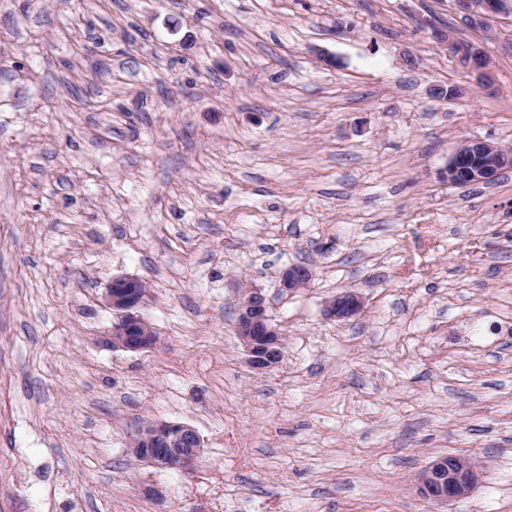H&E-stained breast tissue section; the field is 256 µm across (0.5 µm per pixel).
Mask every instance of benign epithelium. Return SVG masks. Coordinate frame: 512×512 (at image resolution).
<instances>
[{"mask_svg":"<svg viewBox=\"0 0 512 512\" xmlns=\"http://www.w3.org/2000/svg\"><path fill=\"white\" fill-rule=\"evenodd\" d=\"M467 19L481 25L489 17L512 15V0H461ZM419 27L428 32L437 48L446 52L470 73L477 84L488 86L494 79V60L483 48L463 43L439 26L431 16L419 19ZM512 166V150L480 140L462 142L448 158L443 173L448 184L459 188L486 184ZM312 272L307 267L290 266L282 275V287L294 292L308 287ZM148 296V286L135 277L112 281L106 302L119 315L104 338L107 346L140 352L156 346L158 336L139 309ZM364 300L354 291H345L328 301L325 313L338 321L363 312ZM237 334L242 340L248 366L256 373L277 367L283 356V334L271 321L266 297L257 289H244L239 305ZM203 451L198 431L185 423L154 421L140 429L132 445L133 454L154 467L168 470L193 469ZM483 477V466L460 455H438L418 477V493L426 500L449 503L471 492Z\"/></svg>","mask_w":512,"mask_h":512,"instance_id":"obj_1","label":"benign epithelium"}]
</instances>
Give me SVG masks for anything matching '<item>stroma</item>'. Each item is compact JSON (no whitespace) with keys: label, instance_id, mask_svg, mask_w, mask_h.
Listing matches in <instances>:
<instances>
[{"label":"stroma","instance_id":"obj_1","mask_svg":"<svg viewBox=\"0 0 512 512\" xmlns=\"http://www.w3.org/2000/svg\"><path fill=\"white\" fill-rule=\"evenodd\" d=\"M509 41L455 0H0V512H512V169L439 177L512 146ZM122 276L154 349L101 342ZM245 285L285 336L263 375ZM150 420L198 431L193 472L132 454ZM441 454L484 465L465 499L418 495ZM419 27L428 32L437 48L475 75L479 86L493 82L494 60L483 48L473 43L464 44L431 16L419 18ZM512 166V150L487 141H463L448 158L443 173L448 184L459 188L486 184ZM312 272L308 267L290 266L282 275V287L288 292H294L308 287ZM364 300L357 292L345 291L328 301L325 313L330 319L347 320L363 312Z\"/></svg>","mask_w":512,"mask_h":512}]
</instances>
